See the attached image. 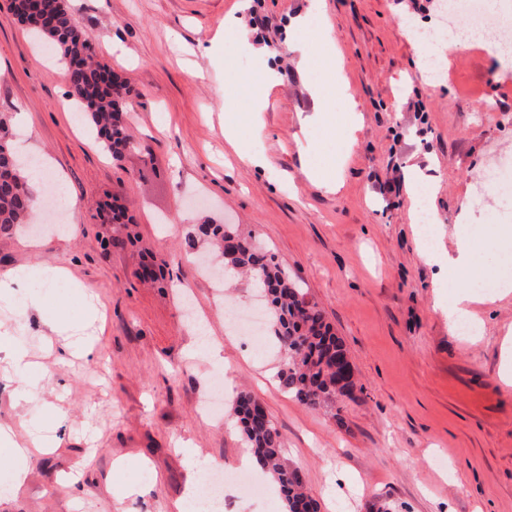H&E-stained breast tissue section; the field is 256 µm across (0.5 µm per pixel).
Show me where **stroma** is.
Returning a JSON list of instances; mask_svg holds the SVG:
<instances>
[{"mask_svg": "<svg viewBox=\"0 0 512 512\" xmlns=\"http://www.w3.org/2000/svg\"><path fill=\"white\" fill-rule=\"evenodd\" d=\"M314 2L68 0L99 60L132 89L124 107L133 147L115 162L77 128L64 69L37 55L0 0V117L15 143L16 116L27 113L29 155L62 177L76 203L68 224L43 219L0 234V277L28 267L42 304L16 337L34 350L31 364L22 374L0 369V423L54 428L55 407L67 414L52 452L17 459L26 485L0 512H171L189 484L208 477L191 459L238 470L246 444L234 406L243 390L281 431L284 460L320 512H370L379 500L397 512H512V385L500 377L512 293L474 304L480 335L449 331L438 294L468 281L425 259L406 192L384 190L403 187L416 166L436 184L421 207L436 209L446 230L463 205L495 210L482 175L512 156V63L489 54L497 41L489 31L446 50L434 74L422 72V49L402 26H441L443 0H322L335 54L311 32L310 56L286 50L290 20ZM230 15L250 42L225 29ZM216 39L217 62L203 52ZM261 56L280 83L255 113ZM194 68L203 79L191 78ZM337 80L346 94L330 111L353 107L362 119L342 185L329 192L308 174L337 157L344 128L314 121L310 85ZM488 90L502 111H485ZM228 125L243 154L225 149ZM252 154L266 167L253 166ZM112 203L134 222L113 228L122 242L106 248L102 214ZM204 221L259 238L324 311L357 384L354 398L338 400L340 418L288 395L276 378L280 354L228 333L225 308L246 310L254 286L235 275L216 286L200 274L204 247H188L186 235ZM148 265L164 281H145ZM53 266L71 279L47 284ZM90 303L99 317L86 318ZM45 317L81 324L98 358L55 364L43 350ZM203 328L221 342V363L211 361ZM219 374L223 415L212 420L200 406ZM29 377L45 383L47 407L20 401ZM71 474L73 488L64 483Z\"/></svg>", "mask_w": 512, "mask_h": 512, "instance_id": "1", "label": "stroma"}]
</instances>
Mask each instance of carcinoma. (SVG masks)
Segmentation results:
<instances>
[{
    "mask_svg": "<svg viewBox=\"0 0 512 512\" xmlns=\"http://www.w3.org/2000/svg\"><path fill=\"white\" fill-rule=\"evenodd\" d=\"M8 8L20 24L36 31L60 54L69 97L90 124L101 149L112 160H119L131 146L123 111L128 87L108 65L95 61L92 38L73 24L68 0H40L36 15L28 13L26 0H9ZM5 134L7 123L1 117L0 167L11 169L12 177L0 182V233L9 235L19 225L30 223L39 201ZM199 239L218 249L224 241L236 240L224 254V265L246 273L261 287L270 328L283 356L277 372L281 386L312 409L332 407L338 398L352 397L355 380L344 385L339 380L337 363L348 357L342 340L324 312L306 299L304 289L288 278L275 254L231 224H200L187 235V245L193 248ZM256 404L251 395L242 394L234 407L256 464L272 474L288 512H319L299 472L282 458L281 432L270 417L254 413Z\"/></svg>",
    "mask_w": 512,
    "mask_h": 512,
    "instance_id": "cac0c4a2",
    "label": "carcinoma"
}]
</instances>
